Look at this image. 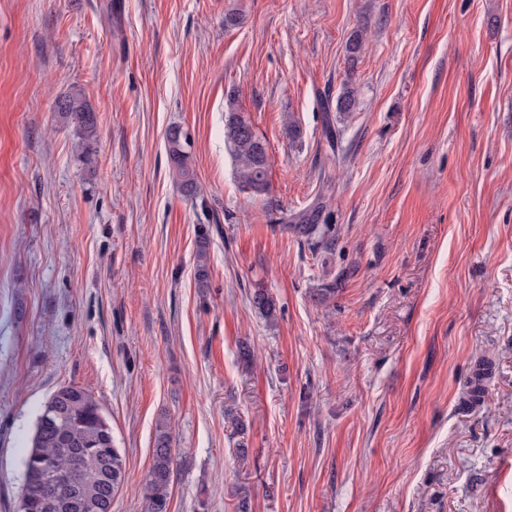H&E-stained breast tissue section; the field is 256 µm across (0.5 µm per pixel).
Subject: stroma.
I'll return each mask as SVG.
<instances>
[{"instance_id": "obj_1", "label": "stroma", "mask_w": 512, "mask_h": 512, "mask_svg": "<svg viewBox=\"0 0 512 512\" xmlns=\"http://www.w3.org/2000/svg\"><path fill=\"white\" fill-rule=\"evenodd\" d=\"M348 80L331 145L321 104ZM74 92L86 150L55 108ZM231 94L268 142L266 193L235 177ZM311 210L331 248L277 222ZM64 384L125 459L112 512H144L161 420L169 512H512V0H0V512ZM56 110L65 121L73 124L81 136V144L89 145L96 136L97 118L79 94H72L56 102ZM179 128V126H173L166 134L172 176L187 194L194 196L197 194V183L190 163L192 146L183 135L181 137L178 135L176 129ZM249 302L267 320H274L277 316L276 300L267 288H254L253 292L249 293ZM493 370V361L486 357L478 359L471 371V375L467 380V401L471 405L478 404L486 390V383L490 378Z\"/></svg>"}]
</instances>
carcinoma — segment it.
Instances as JSON below:
<instances>
[{
	"label": "carcinoma",
	"instance_id": "cac0c4a2",
	"mask_svg": "<svg viewBox=\"0 0 512 512\" xmlns=\"http://www.w3.org/2000/svg\"><path fill=\"white\" fill-rule=\"evenodd\" d=\"M365 48L363 31L351 33L346 52L348 61L355 62ZM236 97L227 98L225 142L236 162L239 184L255 193L268 190L270 162L267 140L251 121L236 108ZM357 106V90L345 84L336 97V111L351 114ZM56 110L65 121L74 125L81 144L88 145L96 136L97 118L78 94L56 102ZM167 153L173 178L189 195L197 194V183L191 165V142L178 135L176 127L166 134ZM282 228L298 236L315 237L328 246L336 239L332 224H312L306 214L294 216L288 224L283 215ZM249 302L262 316L273 320L277 303L272 293L257 287L249 294ZM493 370V361L478 359L467 380V401L478 404L486 390ZM88 452L85 465L72 474L65 486H52L44 481L37 464L48 461L66 470L78 450ZM174 456L172 435L168 424L156 425L152 463L143 486L144 512H168L169 488L173 477ZM125 477V463L112 436V426L93 393L74 384L57 388L46 400L39 414L24 461V479L18 512H112V499Z\"/></svg>",
	"mask_w": 512,
	"mask_h": 512
}]
</instances>
